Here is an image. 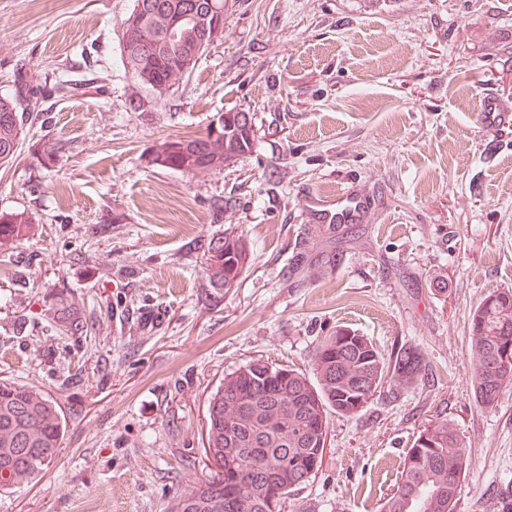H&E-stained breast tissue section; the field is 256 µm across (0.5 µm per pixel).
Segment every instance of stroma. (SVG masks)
<instances>
[{"label":"stroma","mask_w":512,"mask_h":512,"mask_svg":"<svg viewBox=\"0 0 512 512\" xmlns=\"http://www.w3.org/2000/svg\"><path fill=\"white\" fill-rule=\"evenodd\" d=\"M133 5L0 0V96L42 109L0 165V211L30 219L0 246V379L50 395L67 423L0 512H166L209 475L201 430L225 375L259 358L311 370L340 327L387 355L413 347L427 370L330 415L321 467L282 512H381L435 419L471 450L458 512H498L512 388L478 401L469 332L512 288V128L480 111L489 91L512 107V0H224L223 38L160 100L121 65ZM59 78L78 93H44ZM240 109L257 139L223 171L152 164L160 142ZM342 188L374 199L364 222H318L311 198ZM227 230L247 266L215 288L205 254ZM66 305L86 337L60 333Z\"/></svg>","instance_id":"obj_1"}]
</instances>
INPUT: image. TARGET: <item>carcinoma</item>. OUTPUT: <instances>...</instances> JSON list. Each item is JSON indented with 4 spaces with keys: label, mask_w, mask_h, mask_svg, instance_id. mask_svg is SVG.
Wrapping results in <instances>:
<instances>
[{
    "label": "carcinoma",
    "mask_w": 512,
    "mask_h": 512,
    "mask_svg": "<svg viewBox=\"0 0 512 512\" xmlns=\"http://www.w3.org/2000/svg\"><path fill=\"white\" fill-rule=\"evenodd\" d=\"M224 0H134L122 29L121 61L126 74L153 95H167L188 70L181 61L210 45L223 32L182 20L191 2ZM22 131L17 98L0 96V163L12 159ZM254 123L245 112L224 113L219 134L156 146L152 163L163 169L221 171L252 151ZM22 212L0 213V244L28 230ZM246 243L233 233L212 238L206 258L214 288H231L246 263ZM66 334L85 335L87 328L70 312H61ZM472 376L478 400L498 401L512 386V289L489 293L471 317ZM425 370L423 355L411 347L383 355L368 337L339 328L324 337L313 358L312 373L250 360L224 376L207 405L204 452L207 461H224V471L177 496L168 512H268L266 500L287 495L306 483L303 475L321 467L319 438L327 433L332 412H361L386 384L397 388L416 381ZM66 429L65 416L49 395L25 385L0 381V473L9 472L0 491L34 480L54 459ZM470 451L446 420L422 430L406 453L397 493L382 512H404L415 497L413 512H458L462 480Z\"/></svg>",
    "instance_id": "carcinoma-1"
}]
</instances>
